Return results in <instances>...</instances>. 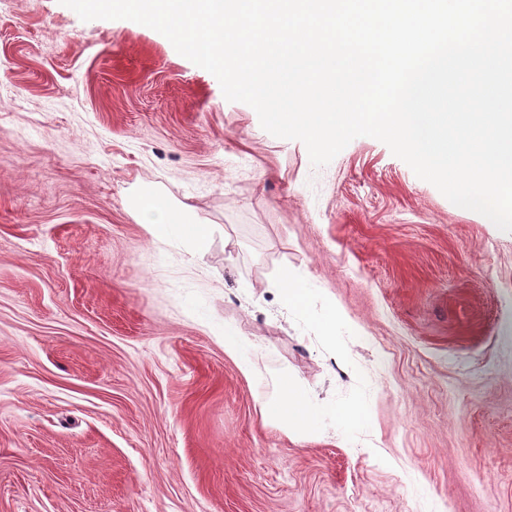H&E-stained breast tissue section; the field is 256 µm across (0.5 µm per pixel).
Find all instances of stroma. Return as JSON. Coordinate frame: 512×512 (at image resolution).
<instances>
[{"mask_svg": "<svg viewBox=\"0 0 512 512\" xmlns=\"http://www.w3.org/2000/svg\"><path fill=\"white\" fill-rule=\"evenodd\" d=\"M286 378L311 428L262 415ZM0 512H512V232L372 137L313 167L155 30L0 0ZM134 216L148 233H155L160 227L202 240L206 235V227L193 222L190 211L183 206H173L158 195H147L140 198L134 205ZM283 297L289 307L304 309L308 303V289L301 282L298 275L291 270H286L281 275Z\"/></svg>", "mask_w": 512, "mask_h": 512, "instance_id": "1", "label": "stroma"}]
</instances>
